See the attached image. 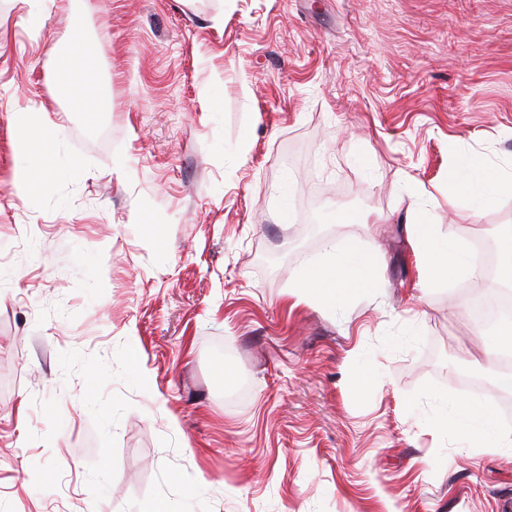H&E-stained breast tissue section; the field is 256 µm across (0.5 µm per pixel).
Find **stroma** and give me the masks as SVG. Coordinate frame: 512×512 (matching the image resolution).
I'll return each mask as SVG.
<instances>
[{"mask_svg": "<svg viewBox=\"0 0 512 512\" xmlns=\"http://www.w3.org/2000/svg\"><path fill=\"white\" fill-rule=\"evenodd\" d=\"M24 113L66 170L20 198ZM473 156L512 171V0H0V512H512V446L445 421L495 352L410 232L512 228L449 199ZM330 249L371 283L297 295ZM58 52L77 69L91 72L97 68V52L95 47L89 42L68 43L58 49Z\"/></svg>", "mask_w": 512, "mask_h": 512, "instance_id": "stroma-1", "label": "stroma"}]
</instances>
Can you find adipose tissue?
<instances>
[{"label": "adipose tissue", "mask_w": 512, "mask_h": 512, "mask_svg": "<svg viewBox=\"0 0 512 512\" xmlns=\"http://www.w3.org/2000/svg\"><path fill=\"white\" fill-rule=\"evenodd\" d=\"M448 192L463 196L475 210L482 211L497 205L501 196L512 193V174H492L484 164L470 159L456 167L448 176ZM416 241L425 254V278L436 284L447 277L476 280L477 275L464 250L455 245L437 246L431 225L419 223L414 228ZM370 263L360 257L332 258L309 268L299 279L296 288L300 295L334 301L352 290L368 284ZM460 413L474 424L471 432L482 447H500L507 435L491 432L493 413L478 400L462 401Z\"/></svg>", "instance_id": "adipose-tissue-1"}]
</instances>
